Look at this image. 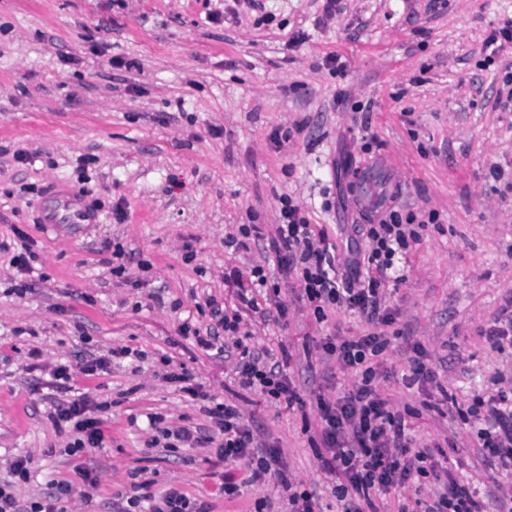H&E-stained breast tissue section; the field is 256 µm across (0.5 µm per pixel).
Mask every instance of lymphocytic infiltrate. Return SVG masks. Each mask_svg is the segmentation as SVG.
Instances as JSON below:
<instances>
[{
    "mask_svg": "<svg viewBox=\"0 0 512 512\" xmlns=\"http://www.w3.org/2000/svg\"><path fill=\"white\" fill-rule=\"evenodd\" d=\"M280 214L281 222L268 239L266 254L283 279L297 280L315 320L324 321L326 307L332 306L359 315L369 326L367 334H333L322 337L318 345L322 359L355 370V381L335 396L318 389L310 398H303L286 373L290 354L277 357L254 345L251 332L241 328L243 309L257 311L263 320L277 324L288 320L280 287L269 284L260 266L228 269L224 281L234 286L237 307L213 304L214 325L201 329L186 323L183 335L192 336L205 350L223 342L225 354L235 360L234 374L240 387L257 390L290 408L315 404L320 417L317 457L322 470L336 478L334 492L341 512H387L385 502L391 491L422 482L427 485L426 499L398 502L396 512H411L415 506L423 512H486L478 491L454 475L455 464L447 449L417 446L409 431L408 411L397 409L379 386L388 376L381 357L396 322L385 284L397 258L407 257L412 244L420 240L413 215L391 208L377 223L353 225V233L365 237L368 249L338 257L325 233L314 231L307 214L292 200L284 201ZM406 350L411 381L434 388L435 405L454 402L424 346L414 341L407 343ZM100 408V403L85 394L55 406L52 418L56 425L67 426L75 435L71 452L102 444L101 421L96 416ZM209 415L212 434L184 427L175 437L193 448H211L220 460L245 461L244 481H237L231 473L225 475V497L237 498L245 484L273 482L287 491L289 512H317L312 494L289 476L277 447L259 445L256 431L238 405L215 404ZM458 416L464 422L483 420L478 431L483 460L495 469L512 471V395L499 390L480 400L478 406L459 411Z\"/></svg>",
    "mask_w": 512,
    "mask_h": 512,
    "instance_id": "f902f5d3",
    "label": "lymphocytic infiltrate"
}]
</instances>
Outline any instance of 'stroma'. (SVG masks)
I'll return each mask as SVG.
<instances>
[{
  "mask_svg": "<svg viewBox=\"0 0 512 512\" xmlns=\"http://www.w3.org/2000/svg\"><path fill=\"white\" fill-rule=\"evenodd\" d=\"M510 20L512 0H0V483L13 482L26 502L69 482L64 512H121L144 481L153 495L176 487L209 512H254L264 496L288 512L273 484L225 499L224 474L245 477L243 463L151 446L150 414L173 429L211 426L204 402L166 380L185 370L280 447L321 512H340L311 443L315 410L241 389L233 359L180 328L211 324L208 299L231 302L225 267L261 265L278 281L261 237L279 223L282 198L343 246L340 226L364 221L356 194L370 164L384 177L381 195L422 223L402 281L389 288L396 328L425 346L459 405L493 390L497 372L512 370V346L492 348L479 334L512 295V102L503 84L512 47L494 57L485 41ZM298 32L305 41L289 45ZM332 53L341 68L327 63ZM278 133L288 141L275 142ZM58 182L97 208V223L46 224L45 196ZM244 224L261 237L225 247ZM25 242L36 257L23 275L11 259ZM298 294L297 283L281 288L284 327L254 314L244 321L257 346H287V372L306 394L327 369L320 337L367 325L333 308L316 322ZM122 347L135 357L72 375L75 390L108 408L102 446L69 454L73 433L50 417V371L60 359ZM404 352L395 339L384 353L392 375L382 394L418 410V445L453 441L459 474L480 493L495 491L478 424L423 409ZM18 453L31 460L24 482L9 470Z\"/></svg>",
  "mask_w": 512,
  "mask_h": 512,
  "instance_id": "1",
  "label": "stroma"
}]
</instances>
